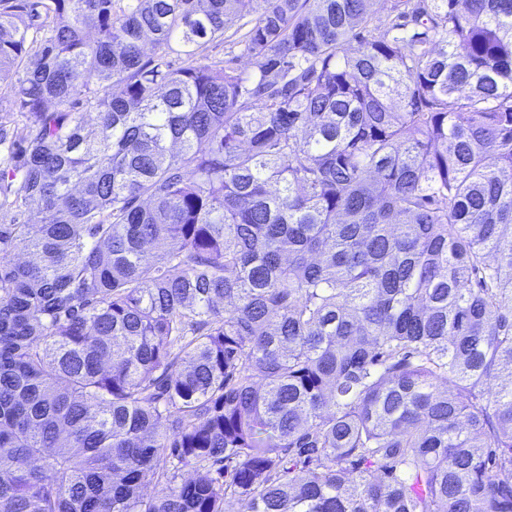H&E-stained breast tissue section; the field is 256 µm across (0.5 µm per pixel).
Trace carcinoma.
<instances>
[{
  "instance_id": "carcinoma-1",
  "label": "carcinoma",
  "mask_w": 512,
  "mask_h": 512,
  "mask_svg": "<svg viewBox=\"0 0 512 512\" xmlns=\"http://www.w3.org/2000/svg\"><path fill=\"white\" fill-rule=\"evenodd\" d=\"M386 2L0 0V512H512V0ZM234 28L227 31L224 34V40H216L210 43L206 50H204V55L209 59V61H221L231 56H237V67L240 71L248 73L252 69V60L249 56L242 54V46L233 45V41H237L239 36L245 32V30L240 31L238 34L233 35ZM230 36V37H229Z\"/></svg>"
}]
</instances>
